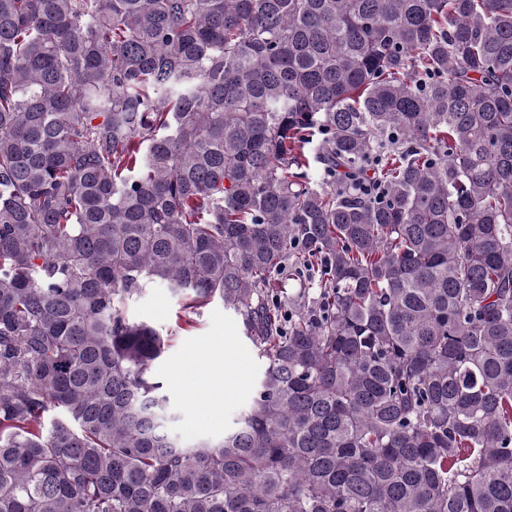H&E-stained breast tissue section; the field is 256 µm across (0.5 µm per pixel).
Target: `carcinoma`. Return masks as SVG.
<instances>
[{"label": "carcinoma", "mask_w": 512, "mask_h": 512, "mask_svg": "<svg viewBox=\"0 0 512 512\" xmlns=\"http://www.w3.org/2000/svg\"><path fill=\"white\" fill-rule=\"evenodd\" d=\"M155 282L267 359L220 440ZM0 512H512V0H0Z\"/></svg>", "instance_id": "carcinoma-1"}]
</instances>
